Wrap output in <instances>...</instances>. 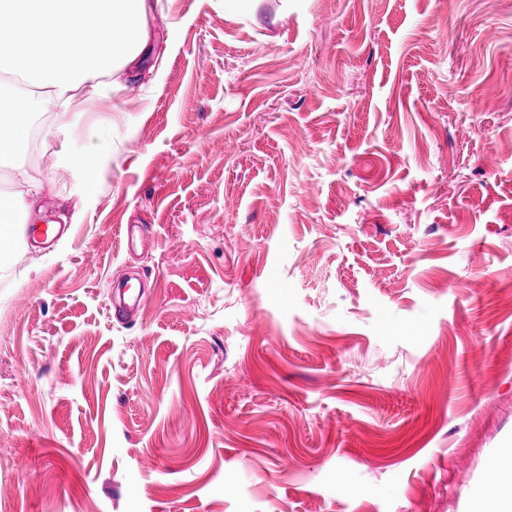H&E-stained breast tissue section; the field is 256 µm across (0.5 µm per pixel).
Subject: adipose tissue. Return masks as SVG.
Returning <instances> with one entry per match:
<instances>
[{
	"label": "adipose tissue",
	"instance_id": "adipose-tissue-1",
	"mask_svg": "<svg viewBox=\"0 0 512 512\" xmlns=\"http://www.w3.org/2000/svg\"><path fill=\"white\" fill-rule=\"evenodd\" d=\"M159 0H0L13 20L0 29V77L21 76L28 92H0V160L25 142L30 116H68L102 102L149 62L148 16ZM96 31V41L85 38Z\"/></svg>",
	"mask_w": 512,
	"mask_h": 512
}]
</instances>
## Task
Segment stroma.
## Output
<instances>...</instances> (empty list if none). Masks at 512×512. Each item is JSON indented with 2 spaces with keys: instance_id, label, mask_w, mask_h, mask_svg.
I'll use <instances>...</instances> for the list:
<instances>
[{
  "instance_id": "stroma-1",
  "label": "stroma",
  "mask_w": 512,
  "mask_h": 512,
  "mask_svg": "<svg viewBox=\"0 0 512 512\" xmlns=\"http://www.w3.org/2000/svg\"><path fill=\"white\" fill-rule=\"evenodd\" d=\"M152 28L158 82L65 142L33 115L40 151L0 165L68 219L0 247V512H469L505 488L512 0H160Z\"/></svg>"
}]
</instances>
